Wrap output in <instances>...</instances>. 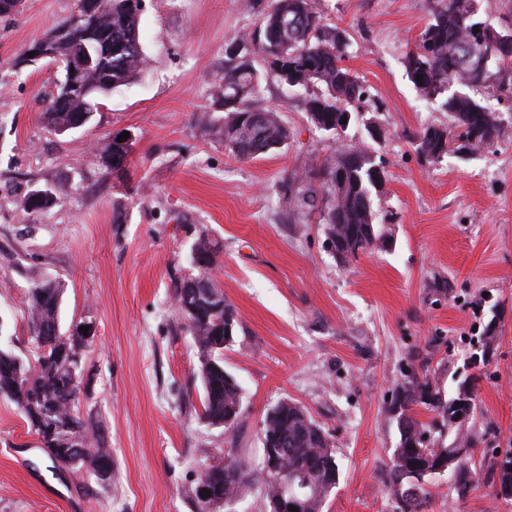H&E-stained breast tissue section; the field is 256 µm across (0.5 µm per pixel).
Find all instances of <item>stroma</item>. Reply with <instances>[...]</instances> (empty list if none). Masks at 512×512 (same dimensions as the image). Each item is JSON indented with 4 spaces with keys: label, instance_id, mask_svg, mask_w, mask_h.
Returning a JSON list of instances; mask_svg holds the SVG:
<instances>
[{
    "label": "stroma",
    "instance_id": "obj_1",
    "mask_svg": "<svg viewBox=\"0 0 512 512\" xmlns=\"http://www.w3.org/2000/svg\"><path fill=\"white\" fill-rule=\"evenodd\" d=\"M268 3L145 0L148 71L63 134L40 120L58 72L41 63L18 75L11 63L75 0H25L21 13L0 17V348L36 356L28 290L59 279L61 325L95 322L81 411L112 453L107 487L87 471L52 468L16 405L0 398V512H196L186 492L206 451L232 440L259 461L261 421L285 398L334 443L339 479L322 512H393L384 469L398 433L386 409L412 357L436 369L446 396L469 381L474 458L512 448V87L475 93L501 120L493 148L426 162L411 136L450 121L405 71L428 0H317L325 23L348 34L346 64L370 91L364 119L384 130L371 145L386 181L371 203L390 246L342 263L318 217L293 214L285 196L293 174L335 148L308 120L301 92L253 56L264 73L258 99L290 142L243 161L209 131L225 53L258 30ZM124 131L135 138L127 170L105 174L95 148ZM37 188L53 202L26 214ZM202 236L217 247L212 275L241 323L224 351L242 388L230 427L200 418L197 349L170 288L191 273ZM436 277L447 278V294L432 295ZM477 479L461 500L451 475L433 478L427 512H512L486 472Z\"/></svg>",
    "mask_w": 512,
    "mask_h": 512
}]
</instances>
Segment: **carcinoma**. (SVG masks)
Returning a JSON list of instances; mask_svg holds the SVG:
<instances>
[{"instance_id":"carcinoma-1","label":"carcinoma","mask_w":512,"mask_h":512,"mask_svg":"<svg viewBox=\"0 0 512 512\" xmlns=\"http://www.w3.org/2000/svg\"><path fill=\"white\" fill-rule=\"evenodd\" d=\"M87 2L76 0L75 11L41 37L66 66L41 113L42 122L60 134L82 116L90 122L102 100L136 80L150 63L140 37V0H100L92 26L82 20ZM481 6L482 0H430L428 22L405 56L413 86L425 97L440 100L452 118L448 126L427 125L412 136V148L429 163L450 151L463 157L474 155L493 147L499 138L500 123L494 111L448 89L451 83L489 87L512 65V51L480 42L475 32L492 28L495 39L512 43V25L493 28L480 17ZM90 30L112 35V54L85 66L79 63L76 40L85 39ZM236 43L255 46L267 70L288 86L319 87L303 96L302 108L315 127L334 139L341 140L349 128L341 123L345 114L353 121L361 116L360 104L368 98V90L344 64L346 33L323 22L315 0H269L259 34L252 38L244 34ZM261 79V73L241 57L225 55L224 73L212 102L220 116L211 123V131L224 142L225 150L241 160L278 151L291 139L279 115L255 99ZM71 81L78 88L69 92L65 102L57 103ZM130 153L131 146L118 141L116 135L98 148L104 167H112L114 173L123 170ZM318 179L315 187L309 174L295 175L288 185V204L298 214L319 212L326 240L334 243L341 262L388 247L390 240L377 224L371 203L372 190L382 185L384 170L366 148L339 146L322 163ZM190 261L198 273L171 280V288L199 355L201 418L218 426L224 417L231 415L237 421L242 413L240 386L233 375H224V342H234L241 324L234 306L224 299V289L208 274L217 262V251L207 238L199 239ZM62 294L60 281L49 277L29 289V328L39 355L30 363L0 348V397L17 406L38 447L55 466L84 469L108 485L112 481L110 449L101 446L92 422L77 408L93 322L80 320L61 330ZM460 411L473 419L475 403L467 384H461L457 395L448 399L435 374L409 363L386 410L399 432L398 445L386 464V482L397 512H425L429 505L428 482L408 483L414 472L426 474L450 467L459 497L473 489L477 473L468 463L474 438L462 432L463 422L457 418ZM273 412L262 420L260 441L262 448L274 449L275 465L254 467L241 458L238 449H224L219 461L227 458L228 465L204 463L188 493L197 512H213L224 501L235 504L256 488L263 493L267 512H279L272 504L281 502L284 494L294 497L299 512H321L339 476L330 435L294 402L284 400ZM452 426L456 427L455 446L449 448L443 445L442 434ZM462 446L468 452L458 457L455 449ZM489 467L493 484H505L512 478V451L493 459ZM286 481L292 483L287 492L283 491ZM203 489L210 495L201 496Z\"/></svg>"}]
</instances>
